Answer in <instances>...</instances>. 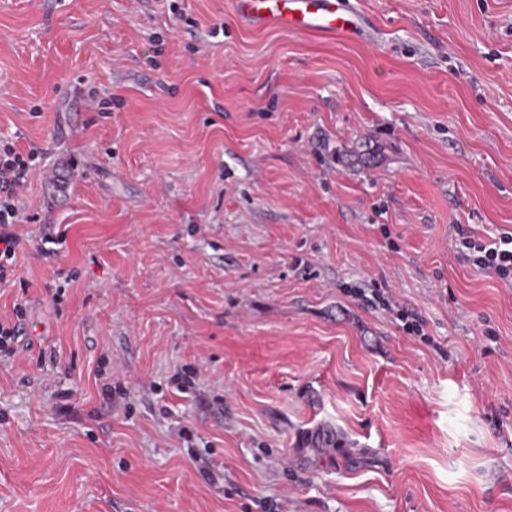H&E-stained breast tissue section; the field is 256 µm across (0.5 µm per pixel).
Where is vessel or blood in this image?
Returning a JSON list of instances; mask_svg holds the SVG:
<instances>
[{
	"instance_id": "obj_1",
	"label": "vessel or blood",
	"mask_w": 512,
	"mask_h": 512,
	"mask_svg": "<svg viewBox=\"0 0 512 512\" xmlns=\"http://www.w3.org/2000/svg\"><path fill=\"white\" fill-rule=\"evenodd\" d=\"M238 16L257 27L350 34L360 17L347 0H235Z\"/></svg>"
}]
</instances>
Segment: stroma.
I'll return each mask as SVG.
<instances>
[{
	"mask_svg": "<svg viewBox=\"0 0 512 512\" xmlns=\"http://www.w3.org/2000/svg\"><path fill=\"white\" fill-rule=\"evenodd\" d=\"M350 3L0 0V512H512V0ZM238 16L257 27L350 34L360 17L344 0H235ZM38 156L24 153L13 142L0 141V284L12 281L16 269V251L21 242L17 225L34 219L26 215L25 205L20 200V189L41 166ZM462 246L468 250L465 260L477 271L495 276L507 285L512 283V231H504L490 243L472 239L461 232ZM15 316L18 319V323H13L10 320H0V354L5 352L6 354H12L15 351L14 344L19 336L22 335L23 331V311L18 308L15 311Z\"/></svg>",
	"mask_w": 512,
	"mask_h": 512,
	"instance_id": "stroma-1",
	"label": "stroma"
}]
</instances>
